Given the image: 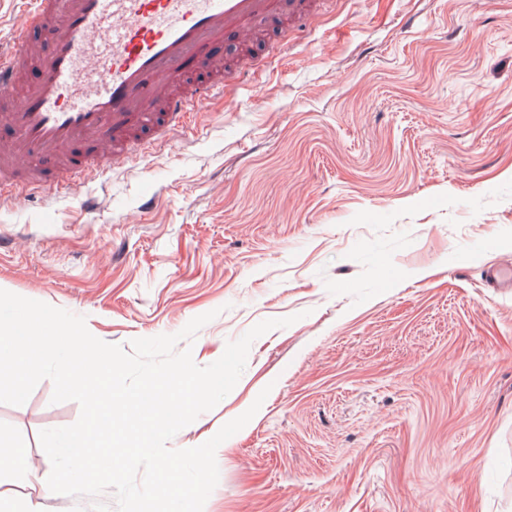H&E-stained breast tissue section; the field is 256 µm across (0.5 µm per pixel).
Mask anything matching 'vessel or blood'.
<instances>
[{"instance_id": "1", "label": "vessel or blood", "mask_w": 512, "mask_h": 512, "mask_svg": "<svg viewBox=\"0 0 512 512\" xmlns=\"http://www.w3.org/2000/svg\"><path fill=\"white\" fill-rule=\"evenodd\" d=\"M316 0H20L0 52V202L5 190L64 195L126 165L146 133L183 128L236 79L225 37L309 17ZM34 80H27L29 70Z\"/></svg>"}]
</instances>
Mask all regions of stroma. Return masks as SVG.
I'll return each mask as SVG.
<instances>
[{"label": "stroma", "mask_w": 512, "mask_h": 512, "mask_svg": "<svg viewBox=\"0 0 512 512\" xmlns=\"http://www.w3.org/2000/svg\"><path fill=\"white\" fill-rule=\"evenodd\" d=\"M225 63L235 87L88 184L0 205V289L83 316L112 344L214 312L206 366L255 324L233 390L169 442L216 451L203 512H512V0H323ZM40 381L0 403L20 466L75 423ZM5 505L116 512L0 483Z\"/></svg>", "instance_id": "obj_1"}]
</instances>
